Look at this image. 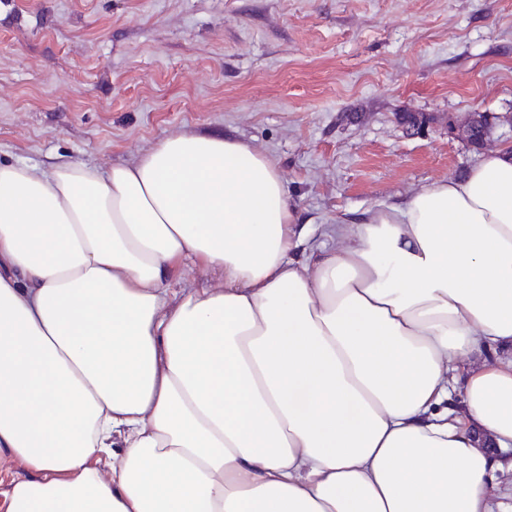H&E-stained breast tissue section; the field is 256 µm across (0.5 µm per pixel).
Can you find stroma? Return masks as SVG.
<instances>
[{"instance_id": "stroma-1", "label": "stroma", "mask_w": 512, "mask_h": 512, "mask_svg": "<svg viewBox=\"0 0 512 512\" xmlns=\"http://www.w3.org/2000/svg\"><path fill=\"white\" fill-rule=\"evenodd\" d=\"M470 112L512 113V0H0L1 165L221 132L277 165L305 253L463 176L482 154L443 122Z\"/></svg>"}]
</instances>
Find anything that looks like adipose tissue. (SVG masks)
I'll return each mask as SVG.
<instances>
[{
    "instance_id": "obj_1",
    "label": "adipose tissue",
    "mask_w": 512,
    "mask_h": 512,
    "mask_svg": "<svg viewBox=\"0 0 512 512\" xmlns=\"http://www.w3.org/2000/svg\"><path fill=\"white\" fill-rule=\"evenodd\" d=\"M296 223L218 133L0 165L6 512H512V153Z\"/></svg>"
}]
</instances>
